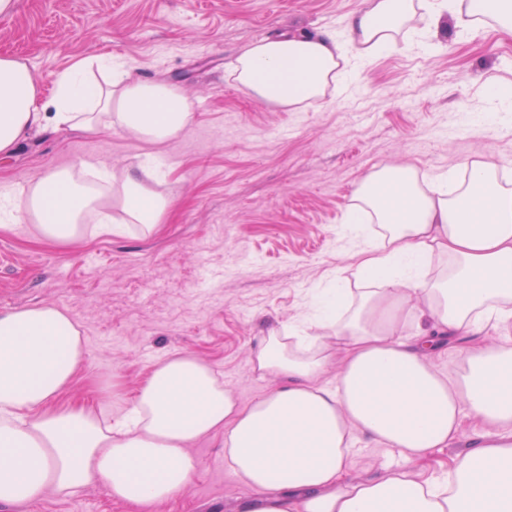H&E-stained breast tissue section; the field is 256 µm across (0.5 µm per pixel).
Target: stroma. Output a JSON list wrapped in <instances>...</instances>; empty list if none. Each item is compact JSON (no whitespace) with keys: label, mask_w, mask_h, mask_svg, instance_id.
<instances>
[{"label":"stroma","mask_w":512,"mask_h":512,"mask_svg":"<svg viewBox=\"0 0 512 512\" xmlns=\"http://www.w3.org/2000/svg\"><path fill=\"white\" fill-rule=\"evenodd\" d=\"M366 0H15L0 17V57L25 62L42 97L55 74L92 56L127 63L133 77L176 85L193 123L157 150L174 200L153 230L87 228L60 246L28 228L0 231V311L41 304L79 325L86 356L56 406L127 405L152 366L191 353L245 405L279 381L254 371L251 353L284 331L312 294L354 261L340 234L351 197L372 170H462L490 157L512 171V111L479 126L472 112L494 86L512 91V36L477 33L446 15L435 30L418 12L408 32L365 61L343 95L299 112L252 96L231 77L253 43L286 32L343 31ZM150 145L120 130L61 128L0 156V185L23 186L77 159L115 177ZM186 491L150 512H230L246 489L224 465L217 437L192 449ZM0 512H143L98 484Z\"/></svg>","instance_id":"stroma-1"}]
</instances>
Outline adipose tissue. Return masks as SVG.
I'll return each mask as SVG.
<instances>
[{
  "mask_svg": "<svg viewBox=\"0 0 512 512\" xmlns=\"http://www.w3.org/2000/svg\"><path fill=\"white\" fill-rule=\"evenodd\" d=\"M420 8L435 25L463 12L512 35V0H369L344 34L254 43L232 75L257 98L297 111L342 91L354 64L393 45ZM104 65L89 58L59 73L45 103L27 65L1 57L0 155L62 126L90 134L116 127L161 147L190 125L192 106L179 89L133 78L119 64L102 84L90 73ZM89 167L54 168L22 196L1 187L0 226L25 222L66 246L83 238L93 214L122 234L169 212L171 199L144 182L159 173L152 160L127 172L116 196L80 182ZM501 172L488 158L473 161L460 182L407 166L370 172L345 225L356 246L358 306L344 288L315 292L310 307L332 341L308 334L306 314L286 335L267 336L253 365L287 382L248 405L209 365L179 352L151 368L110 424L83 407L51 410L85 355L77 323L50 305L0 312V506L49 492L69 497L94 483L117 500L161 502L188 489L198 467L192 447L218 435L227 468L249 490L235 512H512V342L466 341L512 323V187ZM367 223L380 225L378 237L365 234ZM433 255L449 257L450 270L432 268ZM411 302L431 327L395 335ZM445 349L461 366L456 376L435 366ZM467 421L475 431L450 474L424 476L423 463L454 445ZM362 441L384 446L397 464L354 474Z\"/></svg>",
  "mask_w": 512,
  "mask_h": 512,
  "instance_id": "ef3b65f1",
  "label": "adipose tissue"
}]
</instances>
